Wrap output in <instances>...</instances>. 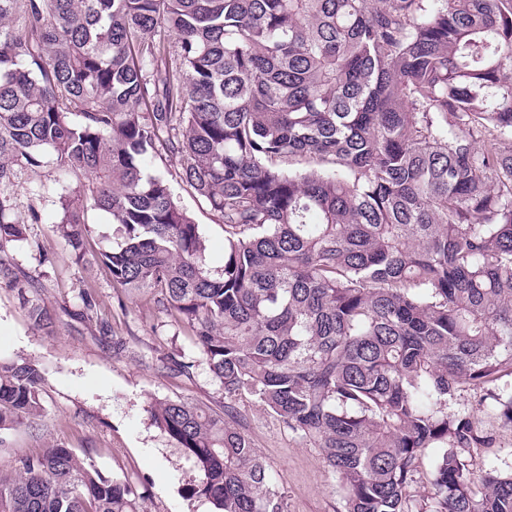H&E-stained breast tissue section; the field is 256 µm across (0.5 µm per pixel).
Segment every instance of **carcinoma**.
<instances>
[{
  "mask_svg": "<svg viewBox=\"0 0 512 512\" xmlns=\"http://www.w3.org/2000/svg\"><path fill=\"white\" fill-rule=\"evenodd\" d=\"M512 0H0V246L58 193L56 229L113 287L187 326L219 414L156 399L154 422L216 512H285L225 416L250 397L314 442L345 512H512V473L466 454L512 428ZM224 223L221 270L164 176ZM117 225L87 254L88 212ZM33 324L54 333L47 309ZM38 362L0 360V431L41 417ZM434 508L413 510L419 461ZM144 495L50 446L0 478V512H144Z\"/></svg>",
  "mask_w": 512,
  "mask_h": 512,
  "instance_id": "1",
  "label": "carcinoma"
}]
</instances>
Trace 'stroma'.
Instances as JSON below:
<instances>
[{"instance_id": "35a3bbf8", "label": "stroma", "mask_w": 512, "mask_h": 512, "mask_svg": "<svg viewBox=\"0 0 512 512\" xmlns=\"http://www.w3.org/2000/svg\"><path fill=\"white\" fill-rule=\"evenodd\" d=\"M150 172L166 176L181 205L198 224L207 246L208 266L224 260V226L208 205L183 184L176 159L146 161ZM61 173L47 166L22 176L13 189L19 207L36 203L39 223L26 238L0 249V260L20 276L25 291L0 277V356L36 359L45 372L44 414L35 423L0 432V476L13 474L16 461L46 444L70 448L93 460L109 479L129 481L145 491L147 512H215L205 498L191 495L198 474L181 448L152 420L154 399L181 400L222 410L224 397L206 365L199 362L194 339L175 317L148 295L130 297L112 286L104 267L76 264L56 231L58 206L54 181ZM96 306L86 311L82 297ZM45 306L57 321L48 335L29 319L28 301ZM122 339L114 349L113 339ZM171 355L194 361L191 376L163 370ZM232 421L252 440L275 486L285 494L286 512H344L341 483L312 441L283 428L246 397L233 404ZM494 437L490 448L471 449L474 470L495 465L512 472V428L483 418Z\"/></svg>"}]
</instances>
